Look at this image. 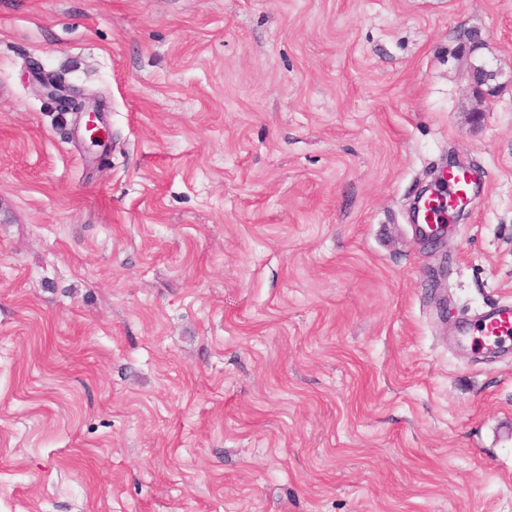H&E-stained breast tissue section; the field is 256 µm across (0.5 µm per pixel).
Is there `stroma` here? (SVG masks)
<instances>
[{
	"label": "stroma",
	"instance_id": "35a3bbf8",
	"mask_svg": "<svg viewBox=\"0 0 512 512\" xmlns=\"http://www.w3.org/2000/svg\"><path fill=\"white\" fill-rule=\"evenodd\" d=\"M507 302L512 0H0V512H512ZM471 184L466 172L452 173L443 184L447 186V196L436 190L425 200L419 216L420 224H435L442 232L443 226L451 221L458 202L470 196ZM511 335L512 305L505 304L482 317L473 331L466 332L462 337L471 347L488 350L506 347L512 341Z\"/></svg>",
	"mask_w": 512,
	"mask_h": 512
}]
</instances>
